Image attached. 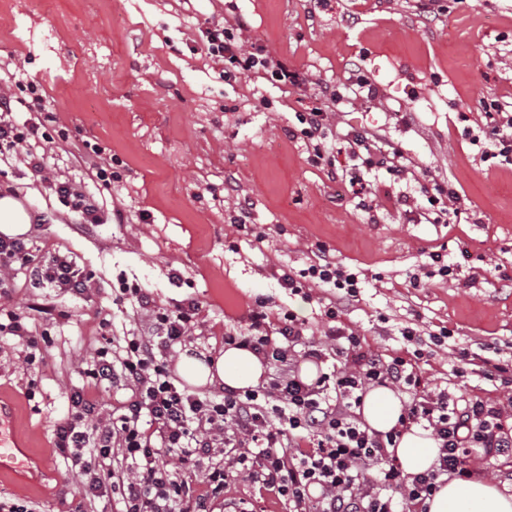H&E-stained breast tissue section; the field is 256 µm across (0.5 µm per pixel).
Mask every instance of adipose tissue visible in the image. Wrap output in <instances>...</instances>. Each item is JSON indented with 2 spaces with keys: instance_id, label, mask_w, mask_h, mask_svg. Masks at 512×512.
<instances>
[{
  "instance_id": "adipose-tissue-1",
  "label": "adipose tissue",
  "mask_w": 512,
  "mask_h": 512,
  "mask_svg": "<svg viewBox=\"0 0 512 512\" xmlns=\"http://www.w3.org/2000/svg\"><path fill=\"white\" fill-rule=\"evenodd\" d=\"M177 369L191 386L221 383L234 389H247L258 383L264 364L251 350L231 347L209 365L193 357H182ZM402 412L403 404L398 395L380 386L368 390L361 408L366 425L381 433L390 431ZM394 453L404 473L415 475L434 465L438 449L428 432L414 428L400 436ZM427 505L429 512H512V492L481 478L452 479L440 485Z\"/></svg>"
}]
</instances>
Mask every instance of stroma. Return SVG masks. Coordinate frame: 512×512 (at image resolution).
Listing matches in <instances>:
<instances>
[{"label": "stroma", "instance_id": "35a3bbf8", "mask_svg": "<svg viewBox=\"0 0 512 512\" xmlns=\"http://www.w3.org/2000/svg\"><path fill=\"white\" fill-rule=\"evenodd\" d=\"M238 17L244 43L267 46L306 85L220 79V63L195 50L200 29ZM1 60L41 85L69 134L50 145L51 176L87 184L71 154L87 140L118 158L120 179L103 194V223L80 224L23 156L0 171V194L43 218L26 242L72 256L92 276L75 297L31 287L28 271L12 275L11 309L25 314L48 300L58 313L37 317L52 344L33 363L22 340L0 336V396L14 405L8 431L28 454L24 470L0 476V501L21 497L33 512H117L119 493L81 497L53 430L67 391L90 386L80 369L95 349L148 320L114 309L121 283L150 288L163 306L198 301L189 338L166 355L173 364L217 359L225 334L245 331L261 298L270 317L292 312L331 348L320 289L295 294L279 282L281 271L306 268L319 243L363 281L342 321L370 350L403 352L399 330L413 327L430 353L431 385L512 411V388L455 377L451 355L512 356V164L483 160L472 144L487 122L484 102L512 113V0H0ZM360 75L379 99L346 106L328 136L379 133L409 169L399 179L369 173L357 195L345 156L313 165L310 146L288 131L316 84ZM263 97L270 108L260 107ZM431 179L455 186L460 214L430 208L420 187ZM242 199L249 218L240 229L232 217ZM370 201L373 218L363 208ZM435 253L452 274H435ZM444 328L450 337L434 346L431 334Z\"/></svg>", "mask_w": 512, "mask_h": 512}]
</instances>
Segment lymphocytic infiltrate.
Wrapping results in <instances>:
<instances>
[{
  "mask_svg": "<svg viewBox=\"0 0 512 512\" xmlns=\"http://www.w3.org/2000/svg\"><path fill=\"white\" fill-rule=\"evenodd\" d=\"M234 27L205 28L201 50L221 61L220 76L233 82L241 77L261 78L282 86L298 87L307 78L276 59L262 46H245ZM16 93L0 94V163L24 151L25 162L35 175L49 167L41 143L52 138L36 122L49 111L46 98L34 84L25 82L21 69L8 72ZM379 92L367 78H359L351 94L338 86L320 85L314 102L297 113L295 134L311 144L314 164L331 163L336 149L326 129L334 114L355 97L367 102ZM30 117L17 121L15 112ZM491 125L478 147L482 158H498L512 164V115L495 110ZM343 142L359 172L385 169L394 177L407 172L403 153L385 138L349 132ZM50 189L75 213L79 223L99 224L103 212L97 192L84 191L68 179H53ZM32 268L39 285L65 293L82 294L91 278L67 255L44 256L27 248L18 238L0 236V296H7V272L14 267ZM285 288L298 292L304 283L330 289L324 307L330 321L329 335L339 340L338 364L332 372L319 373L304 382L289 368L304 359L319 364L325 358L320 346L303 342V327L292 313L270 318L265 300H258L246 332L225 334L228 346L251 350L271 370L254 389L225 388L223 393L200 397L179 385L163 351L188 336L199 309L195 302L160 309L152 295L140 286L122 287L115 305L130 304L133 311L152 313L155 332L132 335L123 343L96 349L86 374L97 383L125 390L119 412L104 410L83 388L68 396V412L54 429V446L87 478V491L102 495L119 485L122 512H214L223 500L230 479L247 474L266 490L287 501L290 512H428L426 505L448 478L468 479L467 461L473 451L495 458L512 455V418L503 408L453 395L448 389L428 388L420 364L426 356L414 347L415 332L405 327L401 335L411 350L382 357L366 349L359 334L340 320L356 301L362 283L357 273L336 265L325 246L298 273H283ZM394 385L410 393L396 427L386 433L369 431L361 417L367 391ZM431 431L439 456L423 474L403 473L391 449L411 427ZM122 453L120 468L112 466V451ZM222 461H215L216 452ZM206 490H198V480Z\"/></svg>",
  "mask_w": 512,
  "mask_h": 512,
  "instance_id": "f902f5d3",
  "label": "lymphocytic infiltrate"
}]
</instances>
